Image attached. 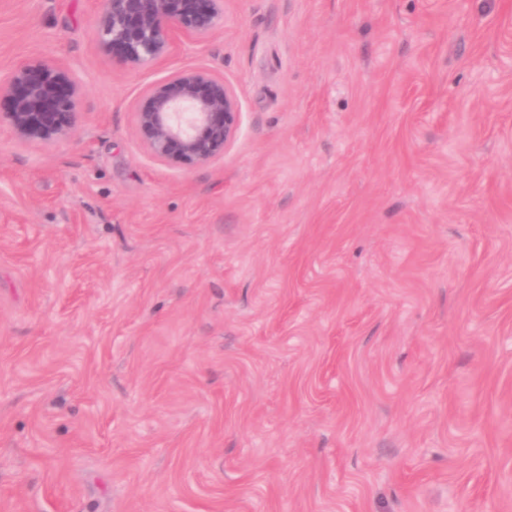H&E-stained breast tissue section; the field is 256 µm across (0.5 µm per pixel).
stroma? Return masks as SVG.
I'll return each instance as SVG.
<instances>
[{"mask_svg": "<svg viewBox=\"0 0 512 512\" xmlns=\"http://www.w3.org/2000/svg\"><path fill=\"white\" fill-rule=\"evenodd\" d=\"M97 0H0V512H512V0H224L131 70ZM205 68L236 136L192 168L136 111ZM80 87L57 59L24 61L0 77V124L28 143H47L68 136L77 126Z\"/></svg>", "mask_w": 512, "mask_h": 512, "instance_id": "obj_1", "label": "stroma"}]
</instances>
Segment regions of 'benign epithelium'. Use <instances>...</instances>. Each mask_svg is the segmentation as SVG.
I'll return each instance as SVG.
<instances>
[{
    "mask_svg": "<svg viewBox=\"0 0 512 512\" xmlns=\"http://www.w3.org/2000/svg\"><path fill=\"white\" fill-rule=\"evenodd\" d=\"M224 15V0H98L101 49L137 69L164 60L186 40L210 36ZM80 87L57 59L24 61L0 77V113L15 136L47 143L77 126ZM140 140L157 160L180 168L224 155L239 125L233 89L205 69L172 73L149 88L136 112Z\"/></svg>",
    "mask_w": 512,
    "mask_h": 512,
    "instance_id": "benign-epithelium-1",
    "label": "benign epithelium"
}]
</instances>
